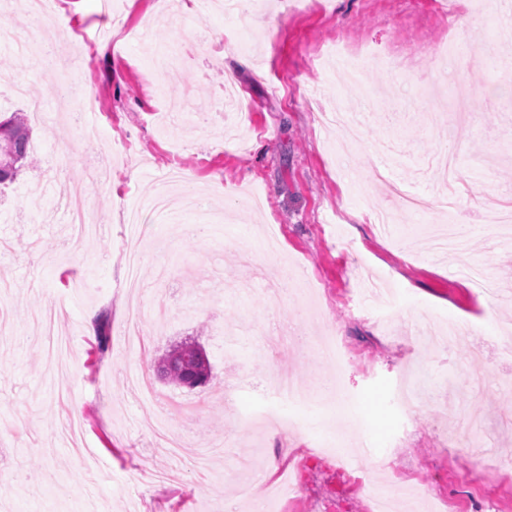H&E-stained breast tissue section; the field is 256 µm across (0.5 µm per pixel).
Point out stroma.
Returning a JSON list of instances; mask_svg holds the SVG:
<instances>
[{
	"label": "stroma",
	"mask_w": 512,
	"mask_h": 512,
	"mask_svg": "<svg viewBox=\"0 0 512 512\" xmlns=\"http://www.w3.org/2000/svg\"><path fill=\"white\" fill-rule=\"evenodd\" d=\"M251 0L244 14L209 0H61L70 26L56 35L72 67L0 43V118L26 114L32 164L0 185V461L30 474L0 512H257L244 487L293 469L294 512H370L371 484L418 485L449 498V512H512V240L499 237L486 196H512V39H497L495 0ZM222 33L232 55L203 52ZM456 40L462 54L436 49ZM244 56L251 66L239 68ZM249 110L216 111L224 72ZM465 85L476 119L456 122L446 95ZM90 85L102 110L94 131L67 118L64 90ZM43 106L30 113L29 101ZM178 151L186 189L204 209L162 221L128 210L152 194ZM453 152L469 187L446 223L463 251L432 250L435 211H401L394 186L434 197L444 183L432 159ZM86 196L107 235L73 240L59 201ZM138 242L131 285L127 252ZM479 269L491 289L464 278ZM151 316L144 347L121 331L136 304ZM109 315L106 343L92 312ZM465 326L451 350L405 335ZM343 353V402L290 410L300 430L270 431L282 373L310 397L334 371L320 336ZM201 344L204 386L164 380L165 349ZM482 346L489 390L465 382ZM421 365L419 417L394 403L400 375ZM147 373L181 405L168 422L210 460L211 478L180 465L149 433V411L129 383ZM482 409L479 426L449 442L432 435L434 412ZM367 443L368 463L343 467L335 452ZM473 455L485 473L467 475Z\"/></svg>",
	"instance_id": "35a3bbf8"
}]
</instances>
